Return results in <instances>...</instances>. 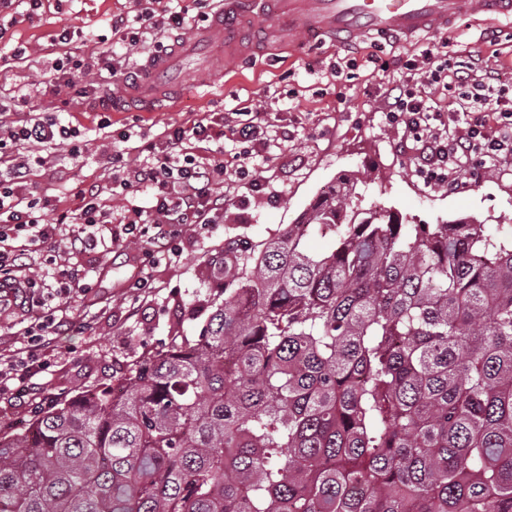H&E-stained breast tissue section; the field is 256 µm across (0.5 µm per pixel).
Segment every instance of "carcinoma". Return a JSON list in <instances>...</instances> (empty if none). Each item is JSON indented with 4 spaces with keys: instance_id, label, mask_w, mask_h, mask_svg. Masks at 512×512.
Returning a JSON list of instances; mask_svg holds the SVG:
<instances>
[{
    "instance_id": "carcinoma-1",
    "label": "carcinoma",
    "mask_w": 512,
    "mask_h": 512,
    "mask_svg": "<svg viewBox=\"0 0 512 512\" xmlns=\"http://www.w3.org/2000/svg\"><path fill=\"white\" fill-rule=\"evenodd\" d=\"M362 184L214 262L202 333L122 393L0 433V512H512V236Z\"/></svg>"
}]
</instances>
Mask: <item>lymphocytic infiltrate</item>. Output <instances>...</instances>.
I'll use <instances>...</instances> for the list:
<instances>
[{"instance_id":"lymphocytic-infiltrate-1","label":"lymphocytic infiltrate","mask_w":512,"mask_h":512,"mask_svg":"<svg viewBox=\"0 0 512 512\" xmlns=\"http://www.w3.org/2000/svg\"><path fill=\"white\" fill-rule=\"evenodd\" d=\"M186 24L181 0H139L134 14L112 19V57L105 68L120 81L130 69L123 64L128 48L141 45L146 55H158L163 35L180 32ZM61 55L53 63L60 87L82 93L93 67L79 57L69 31L52 39ZM404 79L387 90L385 120L390 127H403L413 140L420 163L416 169L425 184L460 187V176L469 169L496 168L512 157V94L500 89L489 99L483 87L496 81L490 66L448 68L432 48L421 52L420 61L406 62ZM443 90L466 88L467 104L446 108L434 100L432 85ZM242 120L225 125L223 118L197 120L168 128L154 141L112 154L115 171L112 187L121 195L150 192L147 205H131L115 212L107 204L102 186L89 183L77 194L75 207L60 213L55 222L45 220L48 197L35 194L27 181L30 164L22 155L32 147L55 149L69 146L80 157L77 133L55 118L24 109L22 105H0V281L16 286L20 304L34 309L40 303L38 274H45L58 297L70 299L86 294L96 285L91 275H79L65 261L66 255L88 253L104 238L124 243L136 239L142 266H155L165 259L169 243L178 237L179 226L189 224L205 232L222 217L235 183L255 176L254 159L266 148L261 136L262 118L252 108H242ZM465 128L449 133L450 124ZM231 136L238 147L240 165L228 169L223 158L204 157L199 146ZM58 321L55 314L34 320L26 327L25 340L7 364L0 365V390L28 391V382L41 368L40 351Z\"/></svg>"}]
</instances>
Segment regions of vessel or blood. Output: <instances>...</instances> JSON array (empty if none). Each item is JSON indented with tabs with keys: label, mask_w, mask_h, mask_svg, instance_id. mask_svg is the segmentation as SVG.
Segmentation results:
<instances>
[{
	"label": "vessel or blood",
	"mask_w": 512,
	"mask_h": 512,
	"mask_svg": "<svg viewBox=\"0 0 512 512\" xmlns=\"http://www.w3.org/2000/svg\"><path fill=\"white\" fill-rule=\"evenodd\" d=\"M476 13L512 17V0H224L209 30L230 35L265 18L278 30H299L311 40L327 36L342 44L355 32L385 40L414 38ZM168 68L169 58L164 54L138 66L128 97L151 106Z\"/></svg>",
	"instance_id": "1"
}]
</instances>
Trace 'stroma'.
<instances>
[{
	"instance_id": "1",
	"label": "stroma",
	"mask_w": 512,
	"mask_h": 512,
	"mask_svg": "<svg viewBox=\"0 0 512 512\" xmlns=\"http://www.w3.org/2000/svg\"><path fill=\"white\" fill-rule=\"evenodd\" d=\"M134 7L133 0H64L62 7L46 8L40 20L13 27L10 43L25 46L27 56L0 69V103L27 95L29 109L78 126L84 141L81 159L61 149L34 166L32 190L49 191L61 207L72 206L81 183L108 182L106 153L114 148L115 133L133 128L150 140L165 126L254 105L264 113L267 139L262 186L239 184L209 232L185 227L175 255L152 270L148 289L126 286L139 264L136 244H108L93 255L71 256L72 266L100 270L98 284L71 301L63 326L41 351L44 370L31 380L28 395L0 392L4 432L30 423L50 403L112 384L137 361L197 336L218 293L213 262L227 250L278 236L342 174L370 181L365 204L398 210L410 222L439 224L469 216L512 232V163L465 176L461 189L425 185L415 173L413 152L402 145L403 130L388 127L384 117L385 88L401 73L382 75L365 61L372 51L386 59L414 60L428 45L441 44L462 68L469 51L478 50L498 68L502 85L512 87V20L463 17L408 43L378 47L368 39L345 50L296 32L289 34L291 49L285 53L270 51L268 25L261 22L242 29L243 42L256 48L245 59L235 62L206 50L179 58L168 73L179 83L175 108L113 112L110 127L103 129L100 113L90 105L100 93L97 86H88L86 99L60 107L51 84L52 38L69 29L85 52L109 58L111 19ZM202 74L208 78L204 86L197 83ZM284 126L293 133L285 142L279 138Z\"/></svg>"
}]
</instances>
